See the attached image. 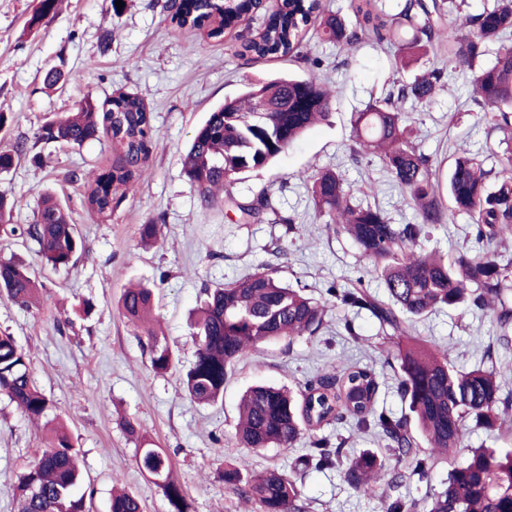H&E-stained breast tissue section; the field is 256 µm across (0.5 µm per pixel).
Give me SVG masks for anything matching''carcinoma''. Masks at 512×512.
Here are the masks:
<instances>
[{
  "mask_svg": "<svg viewBox=\"0 0 512 512\" xmlns=\"http://www.w3.org/2000/svg\"><path fill=\"white\" fill-rule=\"evenodd\" d=\"M319 11V0H281L273 10L259 0H182L170 22L179 27H209L219 37L241 19L264 13L256 39L244 44L258 57L287 56L300 45L305 27ZM439 0H403L400 11L388 19L365 13L366 24L380 40L397 47L398 57L418 47L421 38L448 47V61L471 68L491 45H499L495 61L475 75L473 101L482 119L500 129L512 127V0H495L477 15L457 14L446 24L436 20ZM323 35L338 44L353 45L362 33L348 28L334 14L320 15ZM414 39L402 43L401 32ZM431 73L417 78L410 93L418 102L433 96ZM273 105L271 112L254 111L257 99ZM328 83L312 74L300 79H274L224 101L197 128L183 158V172L196 188L202 205L215 202L217 190L235 176L269 165L328 115ZM404 116L392 103H375L358 113L352 152L356 157L380 159L393 181L413 204L417 221L394 224L387 213L352 201L341 174L333 170L301 173L317 209L330 217L337 233L347 234L366 261L364 274L380 280L385 297L379 298L362 281L350 288H334L343 306L364 309L375 317L397 344L398 392L409 413L398 418L375 408L378 383L372 372L357 364L341 373L326 372L294 396L285 387L248 388L240 402L238 439L244 448H291L305 433L311 435L333 422L351 421L359 429L374 426L388 440V456L365 452L345 462L342 443L327 438L311 441L305 465L317 468L346 465L347 482L367 496L380 485L394 487L406 475L398 463L409 461L411 473L426 477L440 460L448 463V481L439 493L423 499L396 498L384 512H512V450L468 447L465 422L472 419L494 432L501 430L509 398L502 397V381L512 374L509 365L459 370L448 353L409 337L412 322L444 307L467 306L490 313L505 327L512 322V262H503L499 247L512 236V149L499 157V184L491 190L487 171L466 150L456 153L448 179V204H443L431 172L430 159L408 142ZM153 113L136 92L117 89L99 101L86 97L76 112L61 116L35 134V142L82 145L89 140L108 143L112 161L87 176L84 207L93 216H112V203L123 201L144 172L154 146ZM239 219L249 222L270 208L266 199L238 203ZM13 205L0 197V235H19L33 241L46 265L66 268L81 247L76 225L64 207L47 192L30 224L11 223ZM457 214L472 220V245L464 251L441 255L421 247L428 229ZM278 266L264 265L231 283L205 289V299L192 324L194 359L182 379L189 398L213 404L224 396V384L233 367L264 342L315 336L326 315V305L299 288L281 283ZM0 295L30 308L38 288L29 270L13 261H0ZM123 316L143 328L148 338L149 362L157 374L170 371L176 356L165 337L150 324L153 292L131 284L120 297ZM0 396L14 403L33 420H45L49 436L16 484L18 512H85L78 494L81 476L76 448L65 428L50 417L53 404L36 385L27 353L13 336L0 333ZM415 425L429 448L420 453L409 431ZM127 433L140 441L137 465L162 490L169 512H193L192 504L173 475L170 458L139 436L128 421ZM468 449L464 460L460 449ZM395 458L391 464L388 458ZM224 483L256 512H304L300 491L292 477L266 469L246 479L231 462H224ZM111 512H142L139 498L127 490L112 495Z\"/></svg>",
  "mask_w": 512,
  "mask_h": 512,
  "instance_id": "1",
  "label": "carcinoma"
}]
</instances>
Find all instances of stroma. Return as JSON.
Here are the masks:
<instances>
[{"label": "stroma", "instance_id": "1", "mask_svg": "<svg viewBox=\"0 0 512 512\" xmlns=\"http://www.w3.org/2000/svg\"><path fill=\"white\" fill-rule=\"evenodd\" d=\"M164 3L124 0L117 10L112 0H61L56 14L34 26L30 19L39 0H0V113L7 117L0 145L35 146L0 172V196L15 202L13 223L27 224L37 190L50 191L83 241L76 263L54 270L41 263L31 241L0 236V259L24 261L41 285L37 306L0 300V332L11 334L29 354L37 385L81 450L89 512H110L116 486L134 493L143 512H168L161 489L137 467L138 443L124 430L128 421L170 457L194 512H250L221 477L226 460L246 476L265 468L291 475L306 512H382L378 498L350 486L343 468L297 465V457L310 450L309 437L290 449L253 450L236 440L239 396L247 387L298 390L342 362L374 372L377 410L396 417L407 410L389 364L395 354L390 337L370 312L332 302L330 288L359 277L364 262L346 234L329 229L328 216L316 211L299 175L340 171L355 202L408 224L416 215L406 192L378 159L351 156L355 113L396 96L408 139L430 157L443 189L458 150L475 153L485 169H498L505 134L480 118L470 96V71L451 69L428 103L398 97L400 88L425 71L447 68V48H434L399 69L388 42L371 35L350 49L324 40L311 25L294 54L260 59L244 50L240 28L219 38L203 29H181L167 18ZM107 32L112 41L105 51L101 41ZM51 70L61 74L53 87L44 82ZM314 73L332 86L328 118L268 167L239 174L229 194L202 209L182 170L195 129L247 84ZM120 87L138 92L151 107L156 146L135 191L110 219L100 220L82 205V176L110 161L111 149L95 140L80 146L38 143L34 136L57 115L77 111L85 97L101 100ZM260 197L268 199L270 210L241 223L235 203ZM148 222L160 228L154 247L139 238V226ZM271 261L283 282L327 303L324 327L313 337L259 346L228 377L222 402H191L181 378L193 360L190 320L203 287L236 280ZM132 280L153 290V315L177 357L166 374L151 371L146 336L118 309L122 289ZM412 335L446 351L459 369L512 360V342L500 340L491 318L477 310L442 309L416 323ZM319 434L343 442L351 458L385 452L386 442L374 428L335 423ZM42 437L15 405L0 400V512H16V478L42 447Z\"/></svg>", "mask_w": 512, "mask_h": 512}]
</instances>
